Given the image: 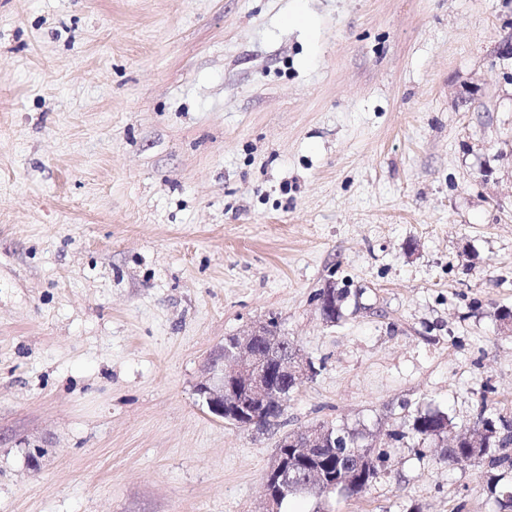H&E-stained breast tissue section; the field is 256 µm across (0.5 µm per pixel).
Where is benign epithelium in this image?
<instances>
[{
	"instance_id": "1",
	"label": "benign epithelium",
	"mask_w": 512,
	"mask_h": 512,
	"mask_svg": "<svg viewBox=\"0 0 512 512\" xmlns=\"http://www.w3.org/2000/svg\"><path fill=\"white\" fill-rule=\"evenodd\" d=\"M315 372L310 361L298 357L293 341L266 320L224 342L220 360L214 363L209 379L201 383L198 392L211 414L234 423L243 416L253 423L270 403L281 398L274 378L282 377L295 387ZM335 444L333 429L319 427L287 435L279 447L333 448ZM288 468V457L280 454L267 473L266 512H278Z\"/></svg>"
}]
</instances>
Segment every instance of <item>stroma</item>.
Wrapping results in <instances>:
<instances>
[{"label":"stroma","instance_id":"obj_1","mask_svg":"<svg viewBox=\"0 0 512 512\" xmlns=\"http://www.w3.org/2000/svg\"><path fill=\"white\" fill-rule=\"evenodd\" d=\"M510 38L512 0H0V512H264L319 426L387 459L280 512H512V444L445 456L512 420ZM271 317L316 372L240 428L198 387ZM448 426V417L442 413H426L418 415L412 423V430L418 438L426 440L431 436L439 435ZM307 455L299 453L292 465V468L288 471L289 460L287 456L278 454L277 459L265 478V490L268 503V509L266 512H278L279 505L285 495V498L294 494H310L320 495L325 493L319 491V486H313V491L308 493H297L289 490L290 486L296 485L302 482V477H305V471L307 469L306 459ZM288 472V487L287 491L283 489V481L285 474Z\"/></svg>","mask_w":512,"mask_h":512}]
</instances>
